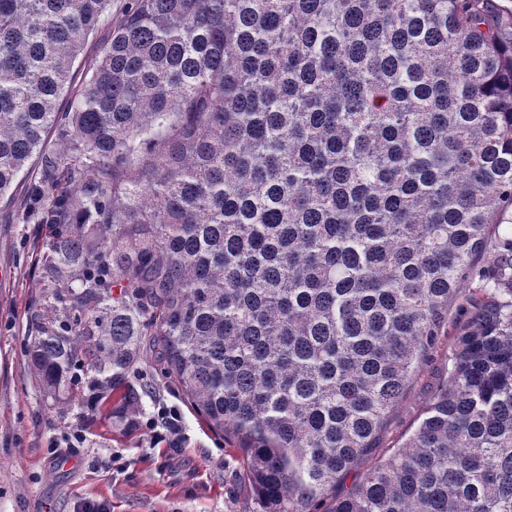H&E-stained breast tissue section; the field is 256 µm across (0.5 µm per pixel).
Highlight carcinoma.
I'll use <instances>...</instances> for the list:
<instances>
[{"label":"carcinoma","instance_id":"carcinoma-1","mask_svg":"<svg viewBox=\"0 0 512 512\" xmlns=\"http://www.w3.org/2000/svg\"><path fill=\"white\" fill-rule=\"evenodd\" d=\"M0 200L45 226L28 355L60 409L139 412L150 351L261 512H311L450 335L326 512H512V6L0 0ZM107 35V31L105 29H102L97 31L94 35L90 36L85 45L82 55L75 64L74 76L76 81H79L81 79L84 65L88 64L95 57L100 45L107 38ZM452 354V341L447 336L441 337L432 358L419 369L401 399L387 413L374 448H370L356 468L336 484V496L347 493L363 473L404 442L431 403L436 387L447 377Z\"/></svg>","mask_w":512,"mask_h":512}]
</instances>
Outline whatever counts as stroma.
<instances>
[{"instance_id":"35a3bbf8","label":"stroma","mask_w":512,"mask_h":512,"mask_svg":"<svg viewBox=\"0 0 512 512\" xmlns=\"http://www.w3.org/2000/svg\"><path fill=\"white\" fill-rule=\"evenodd\" d=\"M33 224L0 223V512H77L85 503L109 512H258L223 436L214 434L152 361L129 380L142 392L141 418L158 407L182 416L184 447L167 452L119 410L95 421L61 412L30 374L28 307L39 291L33 267ZM453 343L441 338L432 358L389 410L373 448L336 485L347 493L358 478L404 442L448 375ZM82 448L68 451L74 432Z\"/></svg>"}]
</instances>
